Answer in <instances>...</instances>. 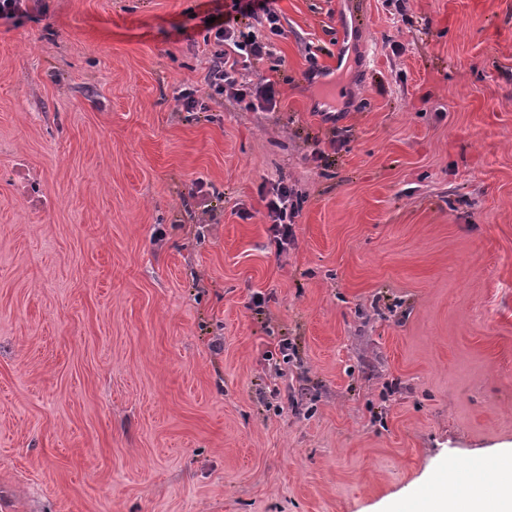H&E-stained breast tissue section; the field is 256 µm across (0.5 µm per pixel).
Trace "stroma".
Listing matches in <instances>:
<instances>
[{"label":"stroma","mask_w":512,"mask_h":512,"mask_svg":"<svg viewBox=\"0 0 512 512\" xmlns=\"http://www.w3.org/2000/svg\"><path fill=\"white\" fill-rule=\"evenodd\" d=\"M473 2L274 0L272 112L177 105L232 0L0 20V512H382L512 448V0ZM262 199L267 200L269 194L272 198L266 202L267 215L271 221L268 232L272 242L275 243L278 251H284L295 241V218L298 215V208L292 197L293 190L282 181L272 184L271 189L261 192Z\"/></svg>","instance_id":"obj_1"}]
</instances>
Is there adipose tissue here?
Segmentation results:
<instances>
[{"label": "adipose tissue", "instance_id": "adipose-tissue-1", "mask_svg": "<svg viewBox=\"0 0 512 512\" xmlns=\"http://www.w3.org/2000/svg\"><path fill=\"white\" fill-rule=\"evenodd\" d=\"M512 482V456L503 455L492 470H474L466 486L449 474L437 496L426 499L419 512H512V497L488 496L487 488Z\"/></svg>", "mask_w": 512, "mask_h": 512}]
</instances>
